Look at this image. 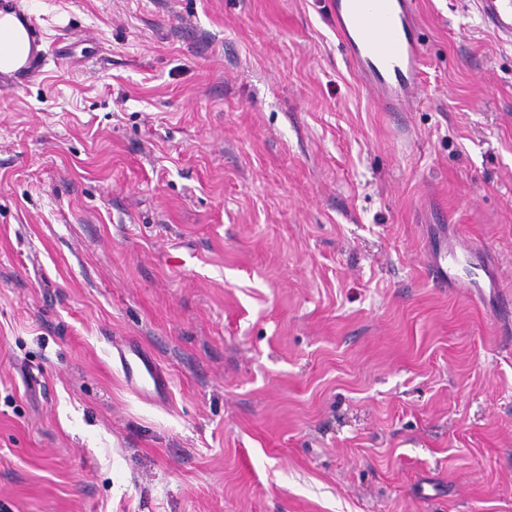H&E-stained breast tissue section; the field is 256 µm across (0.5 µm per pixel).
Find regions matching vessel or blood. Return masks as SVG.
I'll use <instances>...</instances> for the list:
<instances>
[{
    "instance_id": "vessel-or-blood-1",
    "label": "vessel or blood",
    "mask_w": 512,
    "mask_h": 512,
    "mask_svg": "<svg viewBox=\"0 0 512 512\" xmlns=\"http://www.w3.org/2000/svg\"><path fill=\"white\" fill-rule=\"evenodd\" d=\"M336 32L347 58L361 82L387 112H409L414 108L413 92L425 65L417 34L416 0H329ZM484 22L503 41L512 42V0H475ZM465 259L478 271L468 286L475 296L499 286L495 263L486 254L462 248L448 239L445 251L431 254L427 275L439 288H454L458 282L452 269ZM114 357L127 382L138 392L159 400L168 390V380L152 356L135 343L117 348Z\"/></svg>"
}]
</instances>
